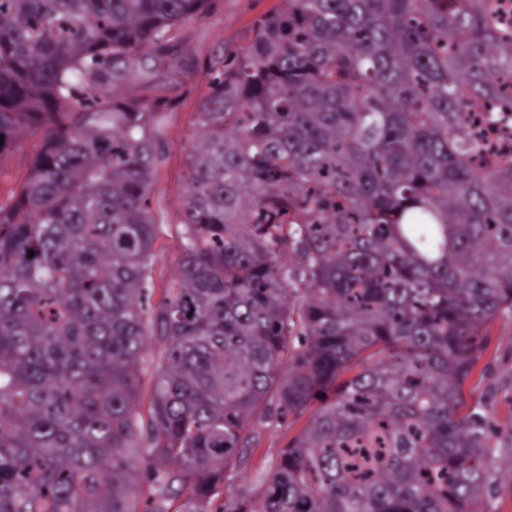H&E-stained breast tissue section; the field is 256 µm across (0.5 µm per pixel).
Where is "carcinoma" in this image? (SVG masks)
<instances>
[{
  "mask_svg": "<svg viewBox=\"0 0 512 512\" xmlns=\"http://www.w3.org/2000/svg\"><path fill=\"white\" fill-rule=\"evenodd\" d=\"M207 3L0 0V153L42 132L0 206V512H488L464 385L512 314V154L470 131L512 119L498 0H279L213 65L150 313L160 105L99 92ZM307 411L233 486L247 425ZM157 350H158V346H157V343L155 342V340L151 339L150 336L147 337L146 348H145V352L143 354L146 362L142 365L146 370H145V375L143 377V387L141 389V395H140V401L142 403L141 412H142V416L145 419H147V414H148L147 408L149 405L150 395H151L150 383L152 381V375L150 372L153 370V368L150 367V361H151L153 352L157 351Z\"/></svg>",
  "mask_w": 512,
  "mask_h": 512,
  "instance_id": "cac0c4a2",
  "label": "carcinoma"
}]
</instances>
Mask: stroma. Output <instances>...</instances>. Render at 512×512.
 <instances>
[{
  "label": "stroma",
  "mask_w": 512,
  "mask_h": 512,
  "mask_svg": "<svg viewBox=\"0 0 512 512\" xmlns=\"http://www.w3.org/2000/svg\"><path fill=\"white\" fill-rule=\"evenodd\" d=\"M278 0H208L206 10L174 32L167 49L169 71L155 70L151 58H143L140 71L125 86L129 98L161 103L158 123L160 162L148 205L158 224L153 252V278L163 289L177 267L180 233L186 206L185 176L189 156L198 136L197 110L208 93L209 67L214 57L247 45L253 25ZM41 132L28 131L0 155V204L9 205L29 173L41 149ZM468 402L485 409L495 454L491 472L495 492L491 512H512V318L497 317L484 338V352L464 386ZM301 422L253 423L248 433L261 439L251 469L262 466L265 457L284 448Z\"/></svg>",
  "instance_id": "1"
}]
</instances>
